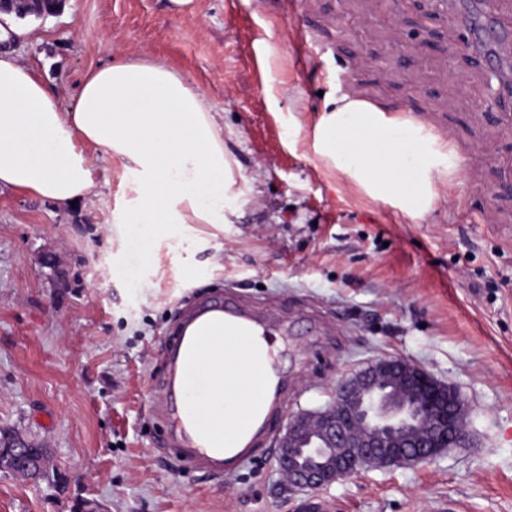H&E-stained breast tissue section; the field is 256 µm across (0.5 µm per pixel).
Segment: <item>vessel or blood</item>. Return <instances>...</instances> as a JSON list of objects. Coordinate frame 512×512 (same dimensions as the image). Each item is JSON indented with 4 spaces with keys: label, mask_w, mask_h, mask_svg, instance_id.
Returning <instances> with one entry per match:
<instances>
[{
    "label": "vessel or blood",
    "mask_w": 512,
    "mask_h": 512,
    "mask_svg": "<svg viewBox=\"0 0 512 512\" xmlns=\"http://www.w3.org/2000/svg\"><path fill=\"white\" fill-rule=\"evenodd\" d=\"M449 7L456 13L468 30L473 47L489 61L491 77L501 93L512 91V58L503 56L501 49L512 43V29L501 27L495 18L492 0H448ZM202 323L201 332L193 339H185L183 332L195 323ZM182 332L177 335L168 357L169 382L159 411L175 409L186 422L181 426L175 439L179 454L197 464H213L209 454L212 437L210 425L196 411L198 401H207L211 408L223 409L227 398L233 397L243 376L265 377L268 365L260 353H253L245 368L225 369L214 361L210 353L211 340L223 337L228 330H235L239 339H247L252 329L289 339L291 324L277 318L271 310L239 302L233 296L207 305L196 306L182 317ZM282 407L279 393L269 387H260L253 400L251 418L237 433L234 441L240 442V451L224 458L225 469L243 465L250 456L255 436L271 430Z\"/></svg>",
    "instance_id": "vessel-or-blood-1"
}]
</instances>
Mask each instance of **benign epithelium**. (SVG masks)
Listing matches in <instances>:
<instances>
[{
    "label": "benign epithelium",
    "mask_w": 512,
    "mask_h": 512,
    "mask_svg": "<svg viewBox=\"0 0 512 512\" xmlns=\"http://www.w3.org/2000/svg\"><path fill=\"white\" fill-rule=\"evenodd\" d=\"M65 0H0L3 13L43 18ZM458 391L421 365L384 356L336 386L329 404L288 417L277 439L278 464L288 489L318 491L365 468L416 466L467 441ZM47 456L23 436L0 431V471L45 477Z\"/></svg>",
    "instance_id": "1"
}]
</instances>
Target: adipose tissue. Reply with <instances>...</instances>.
<instances>
[{
  "instance_id": "ef3b65f1",
  "label": "adipose tissue",
  "mask_w": 512,
  "mask_h": 512,
  "mask_svg": "<svg viewBox=\"0 0 512 512\" xmlns=\"http://www.w3.org/2000/svg\"><path fill=\"white\" fill-rule=\"evenodd\" d=\"M312 148L359 192L413 219L461 181L450 145L354 98L326 105ZM101 161L121 169L127 189L113 223L148 225L156 241L185 242L188 257L206 244L200 225L237 214L229 202L242 191L218 113L179 72L115 54L64 112L33 68L0 53V189L67 206L90 194Z\"/></svg>"
}]
</instances>
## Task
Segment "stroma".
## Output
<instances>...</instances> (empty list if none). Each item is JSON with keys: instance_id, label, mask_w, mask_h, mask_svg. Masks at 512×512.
<instances>
[{"instance_id": "1", "label": "stroma", "mask_w": 512, "mask_h": 512, "mask_svg": "<svg viewBox=\"0 0 512 512\" xmlns=\"http://www.w3.org/2000/svg\"><path fill=\"white\" fill-rule=\"evenodd\" d=\"M12 48L70 109L116 52L166 63L224 116V147L253 187L237 223L208 228L195 269L177 242L146 263L148 232L111 227L125 186L101 164L74 207L0 191V428L49 448L31 482L0 473V512H512V102L440 0H65L7 16ZM358 94L400 112L461 161L462 183L413 220L332 174L293 120ZM234 292L316 325L274 371L294 375L286 413L324 408L336 383L384 355L454 385L469 444L414 467L370 469L290 491L264 440L236 472L176 454L161 349L179 313Z\"/></svg>"}]
</instances>
